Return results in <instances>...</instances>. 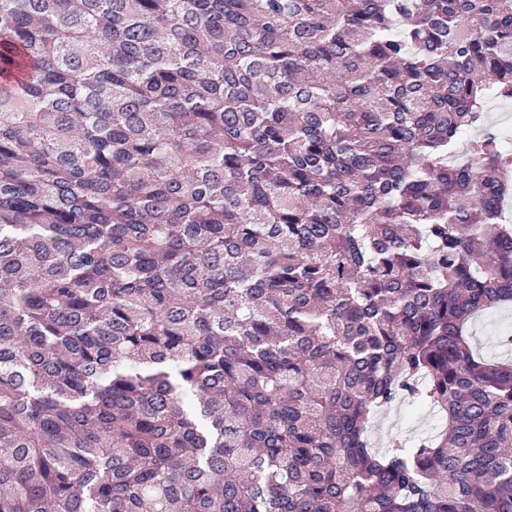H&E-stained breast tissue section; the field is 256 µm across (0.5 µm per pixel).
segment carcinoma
Instances as JSON below:
<instances>
[{
    "mask_svg": "<svg viewBox=\"0 0 512 512\" xmlns=\"http://www.w3.org/2000/svg\"><path fill=\"white\" fill-rule=\"evenodd\" d=\"M492 95L508 0H0V512H512ZM471 334L474 345L484 354L501 356L503 351L497 339L499 336L512 335V307L489 310L472 325ZM405 403L394 406L377 416L374 427V439L378 447L385 446L390 436L398 435L408 441L430 434L439 425L435 414L422 413L411 417Z\"/></svg>",
    "mask_w": 512,
    "mask_h": 512,
    "instance_id": "obj_1",
    "label": "carcinoma"
}]
</instances>
